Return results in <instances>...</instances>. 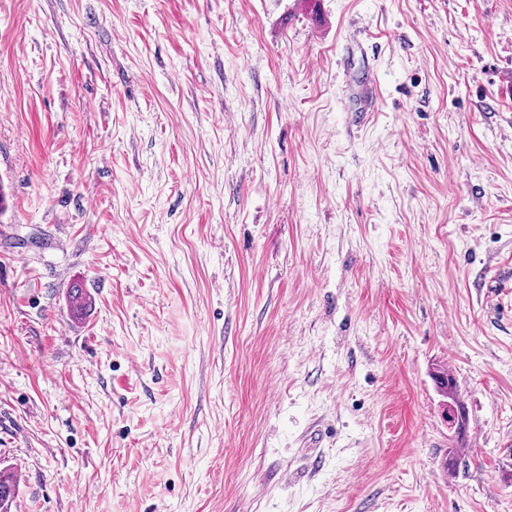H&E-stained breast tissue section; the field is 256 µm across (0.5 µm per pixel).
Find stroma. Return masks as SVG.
<instances>
[{
  "label": "stroma",
  "mask_w": 512,
  "mask_h": 512,
  "mask_svg": "<svg viewBox=\"0 0 512 512\" xmlns=\"http://www.w3.org/2000/svg\"><path fill=\"white\" fill-rule=\"evenodd\" d=\"M0 187L13 512H512V0H0ZM435 380L437 383L438 392L440 395L454 402V410L456 411V425L455 433L460 434V431L464 430L467 424L466 413L464 407L459 406L456 399V383L454 375L447 370L439 371L435 374Z\"/></svg>",
  "instance_id": "stroma-1"
}]
</instances>
